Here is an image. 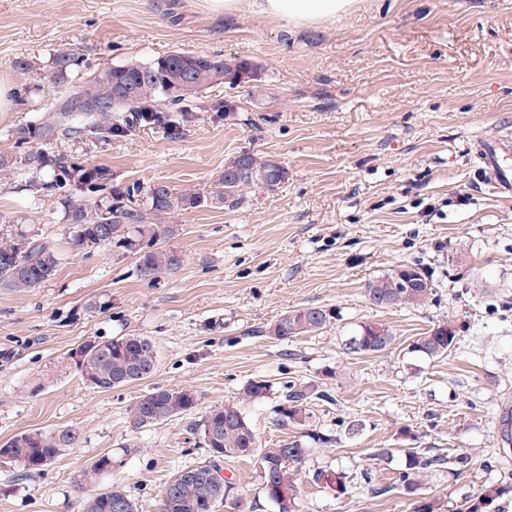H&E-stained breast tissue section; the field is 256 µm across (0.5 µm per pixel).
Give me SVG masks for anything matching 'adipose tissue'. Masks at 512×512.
Returning a JSON list of instances; mask_svg holds the SVG:
<instances>
[{"label":"adipose tissue","instance_id":"1","mask_svg":"<svg viewBox=\"0 0 512 512\" xmlns=\"http://www.w3.org/2000/svg\"><path fill=\"white\" fill-rule=\"evenodd\" d=\"M351 5L352 0H205L206 8L214 13L234 15L248 9L296 24L336 17Z\"/></svg>","mask_w":512,"mask_h":512}]
</instances>
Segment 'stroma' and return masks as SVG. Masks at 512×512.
Here are the masks:
<instances>
[{"label":"stroma","instance_id":"obj_1","mask_svg":"<svg viewBox=\"0 0 512 512\" xmlns=\"http://www.w3.org/2000/svg\"><path fill=\"white\" fill-rule=\"evenodd\" d=\"M81 55L74 81L95 71L174 52L232 54L260 67L256 79L191 99L182 137L159 127L112 139L21 141L61 90L54 56ZM30 61L17 69V59ZM0 76L15 87L0 112V236L40 237L61 254L56 276L28 292L0 288V444L28 431L76 429L80 442L40 474L0 462V512H81L72 479L112 458L95 492L118 486L137 512H159L165 484L207 450L191 431L228 403L250 420L259 447L302 441L296 474L303 512H413L395 480L403 449L437 458L422 486L439 512H457L485 488L505 493L482 512H512V450L497 419L512 397V199L493 194L471 151L480 138L512 134V0H354L335 19L289 24L247 11L215 15L203 0H0ZM226 104L217 117L211 104ZM48 149L112 181L98 198L156 182L205 191L242 152L281 162L276 190L245 189L234 207L206 206L168 218L156 244L178 269L142 278L134 251L66 243L63 196L27 190L22 159ZM420 264L434 292L420 307H376L369 281ZM333 311L327 328L279 340L282 314ZM453 320L457 344L429 360L410 353L420 336ZM386 324L396 341L351 355L358 325ZM148 338V379L109 392L89 387L61 360L98 336ZM267 381L265 397L243 388ZM311 383L314 429L277 425L288 387ZM193 390L190 413L140 430L127 409L153 388ZM389 449L391 458L377 453ZM349 475L338 493L316 482ZM244 512H276L262 493L257 457L231 463Z\"/></svg>","mask_w":512,"mask_h":512}]
</instances>
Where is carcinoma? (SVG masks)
I'll return each instance as SVG.
<instances>
[{
	"instance_id": "cac0c4a2",
	"label": "carcinoma",
	"mask_w": 512,
	"mask_h": 512,
	"mask_svg": "<svg viewBox=\"0 0 512 512\" xmlns=\"http://www.w3.org/2000/svg\"><path fill=\"white\" fill-rule=\"evenodd\" d=\"M78 66L79 58L74 51L64 50L56 55V75L66 89L59 92L49 118L35 120L19 132L21 140L50 141L59 136L78 137L86 132L108 138L149 125L161 126L168 135L175 136L181 123L189 119L185 102L191 95L185 92L184 85H194L198 94L220 84L238 85L258 70V64L249 59L175 52L145 63L108 67L92 79L71 86L66 78ZM161 103L181 113V117L171 120L162 116L155 109ZM27 165L31 170L28 187L34 194L49 188L63 191L72 186L94 193L112 180V171L106 166L83 169L61 155L45 151L29 154ZM46 169L51 172L49 181L42 179ZM287 178L288 170L280 162L243 152L224 164V171L203 193L178 192L168 184L155 183L146 188L129 186L111 201L93 200L89 196L69 198L65 200V217L72 225L70 244L78 250L112 244L132 249L138 253L140 276L154 279L181 264L176 251L155 243L160 235L173 233L165 225L167 216L207 205L234 207L241 203L244 188L256 186L272 191ZM59 266L60 253L51 241L23 235L0 237V288L29 291L54 278ZM403 269L409 286H397V270L393 269L369 282L367 300L380 307H414L427 302L433 293L429 273L416 266L405 265ZM330 318L331 313L320 307L288 311L270 325L268 334L278 340L311 335L325 329ZM394 341L389 327L368 322L359 325L345 349L355 355L376 354ZM456 343L455 325L450 320L419 337L411 345V352L436 359L451 352ZM66 360L84 382L100 392L145 380L157 367L152 342L131 334L99 337L87 345L82 362H74L69 356ZM326 398L328 394L315 385L289 387L278 408V425L284 428L310 425L314 401ZM197 405L198 398L189 389L154 388L131 403L127 415L131 427L141 429L186 414ZM192 430L208 448V458L174 474L162 490L160 512H216L221 504L235 508L236 486L223 476V470L230 462L255 452L257 444L250 422L236 406L226 405L210 410L193 424ZM78 442L79 433L69 428L50 433L24 432L1 445L0 456L23 460L20 467L28 476L43 471L62 449L72 448ZM403 453L405 466L398 472L397 483L413 494L421 488L429 468L438 460L423 457L413 448H405ZM304 454L305 448L299 440H282L260 453L262 490L277 512H301L289 465L300 463ZM111 470L112 456L104 455L74 477V482L83 486ZM315 481L340 493L347 490V476L340 470L320 471ZM116 503L122 505V512H136L135 502L119 486L88 498L83 512H115Z\"/></svg>"
}]
</instances>
